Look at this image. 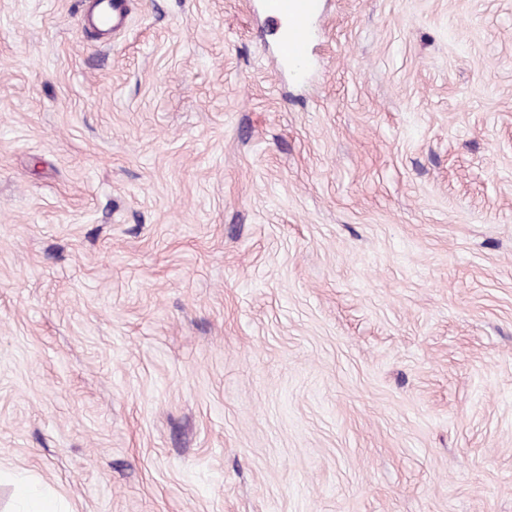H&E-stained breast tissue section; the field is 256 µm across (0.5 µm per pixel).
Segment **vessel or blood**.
<instances>
[{
	"label": "vessel or blood",
	"instance_id": "b4317fda",
	"mask_svg": "<svg viewBox=\"0 0 512 512\" xmlns=\"http://www.w3.org/2000/svg\"><path fill=\"white\" fill-rule=\"evenodd\" d=\"M97 12L90 24L94 27H118L125 13V0H94ZM323 0H263L268 17L282 25L281 60L305 71L310 54L311 22L321 13Z\"/></svg>",
	"mask_w": 512,
	"mask_h": 512
}]
</instances>
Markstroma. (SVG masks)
<instances>
[{"label": "stroma", "instance_id": "1", "mask_svg": "<svg viewBox=\"0 0 512 512\" xmlns=\"http://www.w3.org/2000/svg\"><path fill=\"white\" fill-rule=\"evenodd\" d=\"M0 0V512H512V0ZM126 0H94L97 12L91 17L90 24L93 27H118L125 13ZM323 0H263L264 12L283 24L281 61L295 64L297 75L304 74L310 54L311 22L322 12ZM17 493L21 503L28 509L23 512H67L59 508L56 500L38 496L35 489L24 479L18 481Z\"/></svg>", "mask_w": 512, "mask_h": 512}]
</instances>
